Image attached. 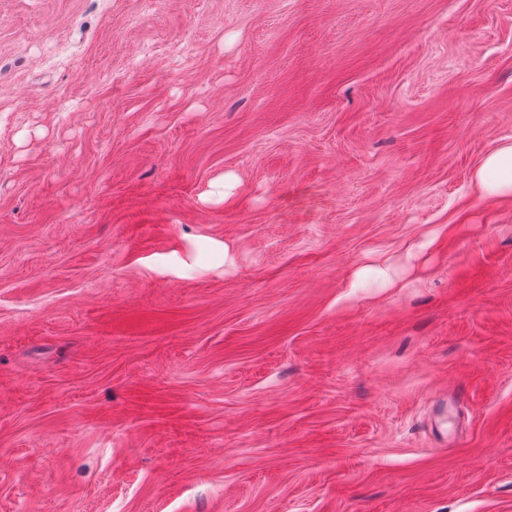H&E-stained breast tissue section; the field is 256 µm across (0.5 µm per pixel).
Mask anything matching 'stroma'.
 <instances>
[{
  "label": "stroma",
  "mask_w": 512,
  "mask_h": 512,
  "mask_svg": "<svg viewBox=\"0 0 512 512\" xmlns=\"http://www.w3.org/2000/svg\"><path fill=\"white\" fill-rule=\"evenodd\" d=\"M504 140L512 0H0V512H512ZM479 193L490 199H512V141L489 152L473 173Z\"/></svg>",
  "instance_id": "obj_1"
}]
</instances>
